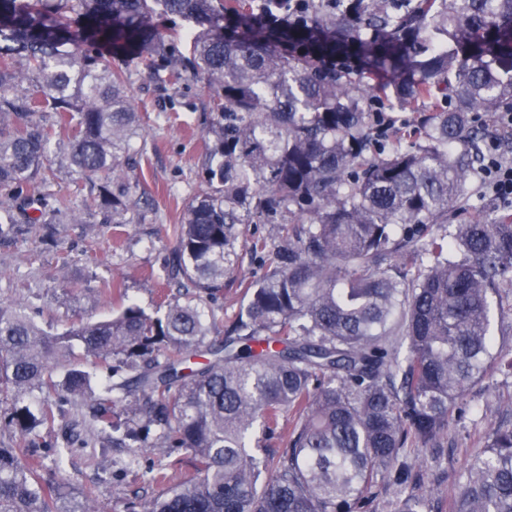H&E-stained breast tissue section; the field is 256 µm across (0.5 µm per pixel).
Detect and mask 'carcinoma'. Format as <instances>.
<instances>
[{
	"label": "carcinoma",
	"mask_w": 512,
	"mask_h": 512,
	"mask_svg": "<svg viewBox=\"0 0 512 512\" xmlns=\"http://www.w3.org/2000/svg\"><path fill=\"white\" fill-rule=\"evenodd\" d=\"M305 2L306 22L280 28L274 0H0V194L18 209L0 235L82 223L40 192L56 135L112 223L131 209L110 189L142 135L125 57L216 90L204 188L169 262L184 296L161 317L129 303L54 333L0 304V424L19 436L0 447V512H95L43 475L64 449L31 438L85 403L107 442L194 458L187 480L149 469L160 490L132 512H371L381 484L397 512L434 509L407 449L443 455L450 411L492 370L512 377L493 335L512 215L450 222L485 162L475 114L512 113V0ZM159 11L195 24L190 55ZM338 48L359 69L336 67ZM380 95L417 121L390 135ZM249 216L288 233L217 343L211 304ZM431 224L445 234L425 236ZM89 358L122 381L93 386ZM119 405L138 421L119 423ZM289 412L275 457L265 441ZM448 512H512V425L470 456Z\"/></svg>",
	"instance_id": "cac0c4a2"
}]
</instances>
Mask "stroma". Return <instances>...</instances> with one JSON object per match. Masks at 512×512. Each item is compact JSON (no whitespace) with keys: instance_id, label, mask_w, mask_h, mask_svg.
<instances>
[{"instance_id":"obj_1","label":"stroma","mask_w":512,"mask_h":512,"mask_svg":"<svg viewBox=\"0 0 512 512\" xmlns=\"http://www.w3.org/2000/svg\"><path fill=\"white\" fill-rule=\"evenodd\" d=\"M128 74L129 93L142 107L144 136L131 145L124 184L139 197V206L121 224L113 223L111 213L91 207L90 178L61 165L67 144L55 140L46 164L57 175L42 193L49 204L81 213L82 223L26 224L21 232L0 238V303L28 304L35 309L37 322L55 331L119 310L129 300L156 313L175 247L174 226L202 188L211 89L195 77L161 86L134 60ZM240 230L234 245L235 269L225 277L224 291L213 306L223 329L247 301L245 282L266 270V256L252 252V242L278 241L273 224L252 222ZM112 279L122 283L125 296L105 290V282ZM503 422L512 423V380L494 376L466 396L464 413H451L443 456L412 449L421 464L416 491L431 499L437 512H448L458 473L470 455L484 447L487 432ZM59 423L93 441L91 447L68 451L61 474L75 491H94L97 512H128L129 502L157 493V486L145 476L156 455L134 459L128 449L105 447L85 409L65 412ZM102 474L109 477L103 484L97 481Z\"/></svg>"}]
</instances>
